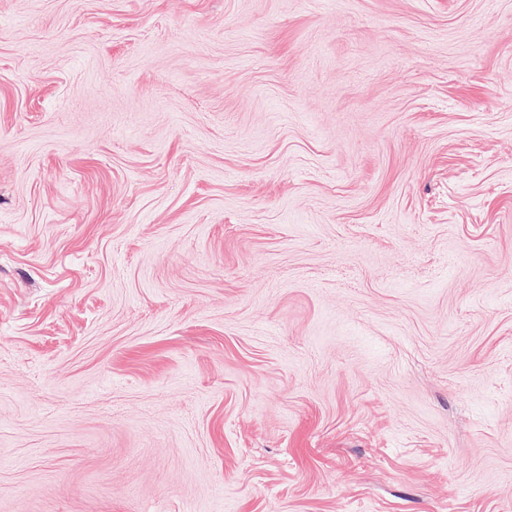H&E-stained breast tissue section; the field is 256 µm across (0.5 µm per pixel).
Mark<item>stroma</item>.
Returning a JSON list of instances; mask_svg holds the SVG:
<instances>
[{
	"mask_svg": "<svg viewBox=\"0 0 512 512\" xmlns=\"http://www.w3.org/2000/svg\"><path fill=\"white\" fill-rule=\"evenodd\" d=\"M0 512H512V0H0Z\"/></svg>",
	"mask_w": 512,
	"mask_h": 512,
	"instance_id": "stroma-1",
	"label": "stroma"
}]
</instances>
